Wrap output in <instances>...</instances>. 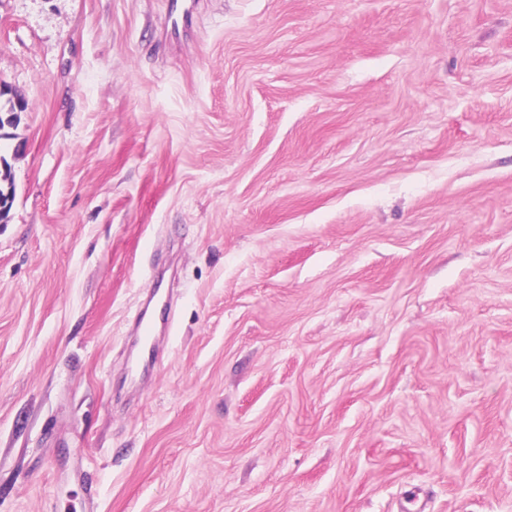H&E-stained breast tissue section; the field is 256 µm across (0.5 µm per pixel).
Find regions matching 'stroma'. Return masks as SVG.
I'll use <instances>...</instances> for the list:
<instances>
[{
  "instance_id": "obj_1",
  "label": "stroma",
  "mask_w": 512,
  "mask_h": 512,
  "mask_svg": "<svg viewBox=\"0 0 512 512\" xmlns=\"http://www.w3.org/2000/svg\"><path fill=\"white\" fill-rule=\"evenodd\" d=\"M173 2L0 0V512H512V0Z\"/></svg>"
}]
</instances>
